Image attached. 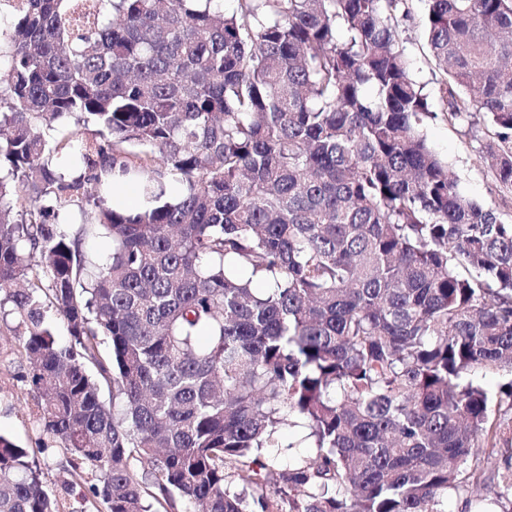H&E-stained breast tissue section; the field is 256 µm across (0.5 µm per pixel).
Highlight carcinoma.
Listing matches in <instances>:
<instances>
[{"mask_svg": "<svg viewBox=\"0 0 512 512\" xmlns=\"http://www.w3.org/2000/svg\"><path fill=\"white\" fill-rule=\"evenodd\" d=\"M231 2L0 0V322L44 447L104 512H512V380L474 376L512 373V224L424 136L408 0ZM425 2L437 105L512 187V0ZM0 512H59L2 435Z\"/></svg>", "mask_w": 512, "mask_h": 512, "instance_id": "cac0c4a2", "label": "carcinoma"}]
</instances>
